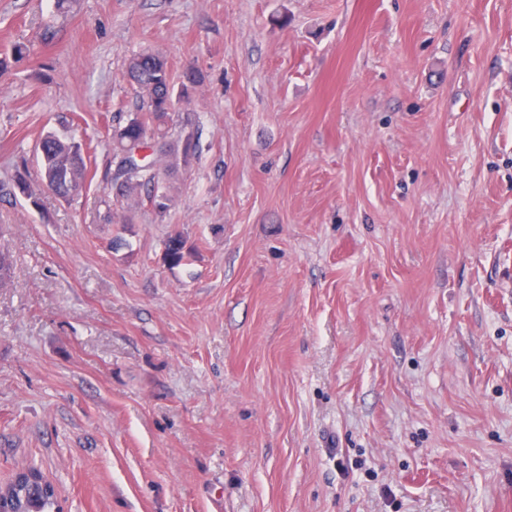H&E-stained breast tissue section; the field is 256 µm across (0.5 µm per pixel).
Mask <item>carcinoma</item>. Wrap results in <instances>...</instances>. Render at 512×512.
Instances as JSON below:
<instances>
[{
    "mask_svg": "<svg viewBox=\"0 0 512 512\" xmlns=\"http://www.w3.org/2000/svg\"><path fill=\"white\" fill-rule=\"evenodd\" d=\"M127 74L140 103L117 123L120 133L112 137V168L105 172L104 178L111 187L113 201L105 199L103 203L109 206L113 224L132 223L145 200L158 217L169 211L171 186L165 172L178 165L190 166L199 149L192 130H181L177 140L169 142L172 114L176 104L190 99L206 79L203 71L191 69L183 73L180 86H175L167 59L159 51L133 56ZM36 153L42 180L56 186L57 196L68 200L71 189L87 181L89 147L75 136L48 130L36 145ZM12 181L16 193L33 206H39L40 198L29 182L25 164L15 167ZM164 250L166 260L172 265L186 259L185 241L180 236L168 238ZM3 502L6 512H28L29 483L14 477L5 487Z\"/></svg>",
    "mask_w": 512,
    "mask_h": 512,
    "instance_id": "carcinoma-1",
    "label": "carcinoma"
}]
</instances>
